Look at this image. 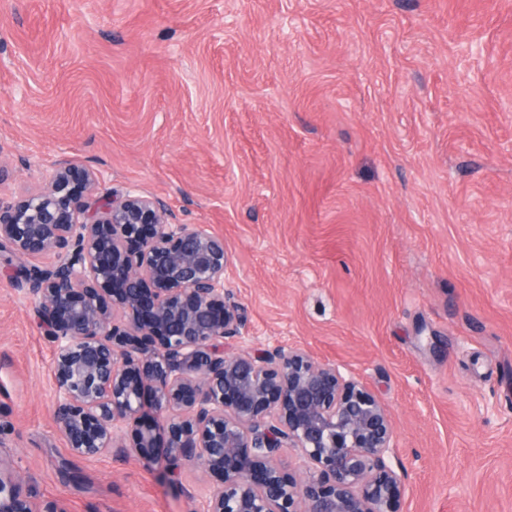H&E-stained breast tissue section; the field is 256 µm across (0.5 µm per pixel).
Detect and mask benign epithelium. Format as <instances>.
<instances>
[{
    "mask_svg": "<svg viewBox=\"0 0 512 512\" xmlns=\"http://www.w3.org/2000/svg\"><path fill=\"white\" fill-rule=\"evenodd\" d=\"M68 159L45 185L0 200V253L53 343L55 417L79 457L125 447L174 480L220 477L206 512H398L401 476L384 404L306 351L233 354L241 307L224 291V239L170 221L143 193L94 197ZM164 448L162 455L154 453ZM300 452V479L279 457ZM0 512L38 507L0 456Z\"/></svg>",
    "mask_w": 512,
    "mask_h": 512,
    "instance_id": "obj_1",
    "label": "benign epithelium"
}]
</instances>
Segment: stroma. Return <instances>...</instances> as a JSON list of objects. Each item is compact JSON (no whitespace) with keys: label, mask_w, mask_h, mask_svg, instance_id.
I'll list each match as a JSON object with an SVG mask.
<instances>
[{"label":"stroma","mask_w":512,"mask_h":512,"mask_svg":"<svg viewBox=\"0 0 512 512\" xmlns=\"http://www.w3.org/2000/svg\"><path fill=\"white\" fill-rule=\"evenodd\" d=\"M63 157L224 239L243 327L387 407L399 512H512V0H0V198ZM0 273V455L58 512H204L73 457Z\"/></svg>","instance_id":"obj_1"}]
</instances>
